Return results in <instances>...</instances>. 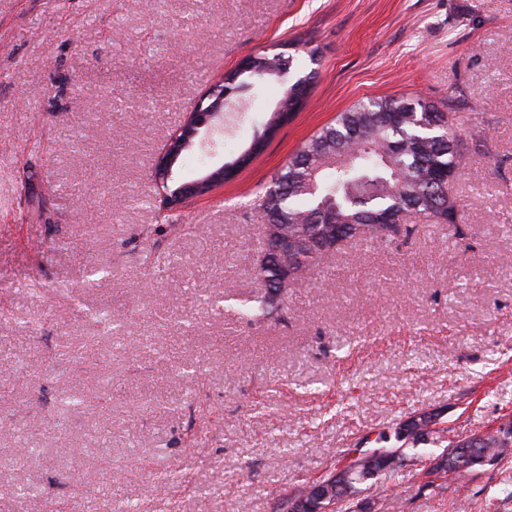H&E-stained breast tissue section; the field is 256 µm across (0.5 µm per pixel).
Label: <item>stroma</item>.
<instances>
[{"mask_svg": "<svg viewBox=\"0 0 512 512\" xmlns=\"http://www.w3.org/2000/svg\"><path fill=\"white\" fill-rule=\"evenodd\" d=\"M266 51L316 71L305 105L235 180L163 221L168 137ZM281 92L239 89L175 179L237 155ZM384 96L452 97L479 117L483 146L459 129L460 231L417 217L390 243L346 240L247 323L275 174L339 112ZM72 392L88 406L57 421ZM431 410L439 440L418 445L397 508L369 491L375 512H512V463L430 486L421 467L512 420V0H0V419L14 426L0 512H114L117 495L143 512H273ZM26 484L43 499L18 498Z\"/></svg>", "mask_w": 512, "mask_h": 512, "instance_id": "1", "label": "stroma"}]
</instances>
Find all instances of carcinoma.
<instances>
[{
  "label": "carcinoma",
  "instance_id": "obj_1",
  "mask_svg": "<svg viewBox=\"0 0 512 512\" xmlns=\"http://www.w3.org/2000/svg\"><path fill=\"white\" fill-rule=\"evenodd\" d=\"M287 65L289 61L280 54H261L252 67L224 75V87L243 88L266 81L273 77L271 71H283ZM310 80L306 75L288 85L280 99L283 110L296 109L298 93H309ZM458 120L457 113L422 100L376 97L353 104L313 135L279 172L273 183L277 198H271L269 190L262 204V226L287 224L300 235L319 238L328 229L325 215L333 211L342 217L336 242L360 235L390 243L411 228L375 223L371 216L394 210L414 213L431 224L458 225L460 213L452 188L465 161L457 138ZM328 170L336 174L332 181L325 179ZM328 258L329 254L315 249L303 256L301 265L288 259V267L297 269L299 278ZM258 274L265 283L277 282L280 264L275 254L266 255ZM273 309L263 295L241 309V315L256 322ZM84 402L80 394H65L58 400L57 412L74 414ZM392 439L396 444L384 450L409 464L416 457L407 449L426 441L424 434L403 425L391 436L382 432L378 437L382 442ZM482 450L504 462L512 455V431L488 436L486 444L469 456L448 446L449 457L458 463L452 480L458 482L482 470Z\"/></svg>",
  "mask_w": 512,
  "mask_h": 512
}]
</instances>
